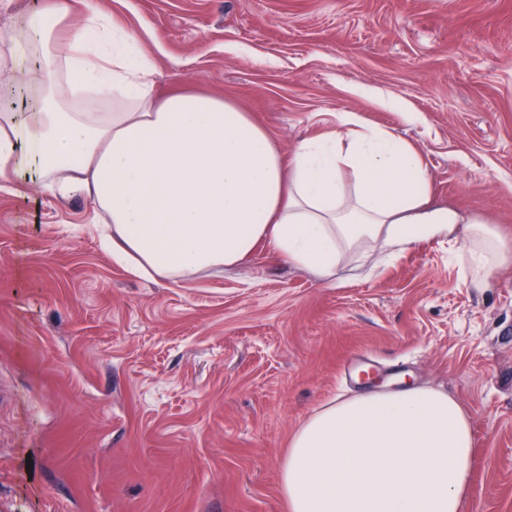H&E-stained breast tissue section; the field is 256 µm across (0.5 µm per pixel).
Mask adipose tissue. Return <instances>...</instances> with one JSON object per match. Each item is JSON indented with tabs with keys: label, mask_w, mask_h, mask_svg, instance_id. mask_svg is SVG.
Here are the masks:
<instances>
[{
	"label": "adipose tissue",
	"mask_w": 512,
	"mask_h": 512,
	"mask_svg": "<svg viewBox=\"0 0 512 512\" xmlns=\"http://www.w3.org/2000/svg\"><path fill=\"white\" fill-rule=\"evenodd\" d=\"M72 11V0H45L16 39L47 94L26 135L0 114V181L31 162L58 194L91 202L130 272L184 280L268 250L327 277L364 242L400 253L462 222L480 283L512 256L483 221L432 204L420 153L393 134L345 112L341 131L285 158L233 102L185 89L158 96L153 58L132 52L109 17L86 12L81 34L62 42ZM472 466L468 412L409 386L307 417L288 441L280 494L287 512H463Z\"/></svg>",
	"instance_id": "ef3b65f1"
}]
</instances>
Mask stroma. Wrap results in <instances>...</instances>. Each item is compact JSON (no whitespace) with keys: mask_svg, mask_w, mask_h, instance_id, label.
Instances as JSON below:
<instances>
[{"mask_svg":"<svg viewBox=\"0 0 512 512\" xmlns=\"http://www.w3.org/2000/svg\"><path fill=\"white\" fill-rule=\"evenodd\" d=\"M285 154L339 115L406 140L436 205L512 247V0H80ZM31 58L0 41V110ZM0 189V512H286L280 469L327 402L397 376L470 412L464 512H512V261L474 287L465 230L322 278L258 253L171 282L102 250L35 169Z\"/></svg>","mask_w":512,"mask_h":512,"instance_id":"1","label":"stroma"}]
</instances>
